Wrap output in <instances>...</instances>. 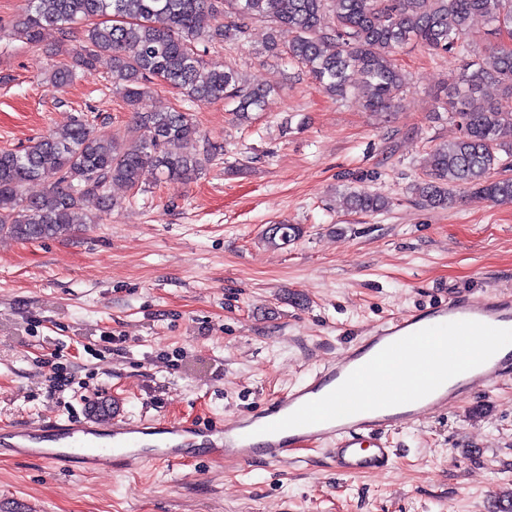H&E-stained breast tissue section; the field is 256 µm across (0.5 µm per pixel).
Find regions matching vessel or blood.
Returning a JSON list of instances; mask_svg holds the SVG:
<instances>
[{"instance_id": "1", "label": "vessel or blood", "mask_w": 512, "mask_h": 512, "mask_svg": "<svg viewBox=\"0 0 512 512\" xmlns=\"http://www.w3.org/2000/svg\"><path fill=\"white\" fill-rule=\"evenodd\" d=\"M460 320L512 329V290L499 289L474 298L458 290L421 310L401 312L370 332L364 341L319 368L304 383L258 409L224 421L160 419L130 421L119 412L84 418L50 419L0 430V451L59 466L109 470L115 464H169L204 448L214 461L248 465L278 463L295 448L329 446L337 474L353 476L390 468L393 450L387 435L462 398L489 394L512 377V345L484 364L451 378L428 396L404 405L361 412L341 419L269 433L265 427L320 399L389 344L421 329ZM154 443H145V436Z\"/></svg>"}]
</instances>
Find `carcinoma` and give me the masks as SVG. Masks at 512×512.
I'll list each match as a JSON object with an SVG mask.
<instances>
[{
    "label": "carcinoma",
    "instance_id": "cac0c4a2",
    "mask_svg": "<svg viewBox=\"0 0 512 512\" xmlns=\"http://www.w3.org/2000/svg\"><path fill=\"white\" fill-rule=\"evenodd\" d=\"M475 16L484 18L491 34L505 33L509 41L484 56L475 53L464 40ZM259 18L276 24L267 51H277V33L288 31V64L305 65L329 94L344 99L353 93L374 113L390 110L405 89L406 76L395 59L402 45L412 41L460 60L441 104L461 134L434 148L425 177L410 190L432 209L448 206L462 188L512 202V177L499 176L512 167V0H28L12 27L22 42L39 43L47 27L63 34L83 27V43L52 73L50 85L67 86L108 61L112 84L141 134L128 146L77 121L22 150H0V237L65 236L85 223V202L109 210L111 186L135 188L146 170L169 183L198 174L223 146L205 139L202 149L183 150L198 135L189 109L224 101L248 121L263 110L267 89L207 62L197 45L242 38ZM156 81L181 90L187 106L141 111ZM488 85L499 88L498 98L484 97ZM33 182L45 190L28 196L24 189ZM345 200L355 213H380L391 205L389 198L365 190L350 191ZM299 235L298 226L282 224L266 240L276 246Z\"/></svg>",
    "mask_w": 512,
    "mask_h": 512
}]
</instances>
